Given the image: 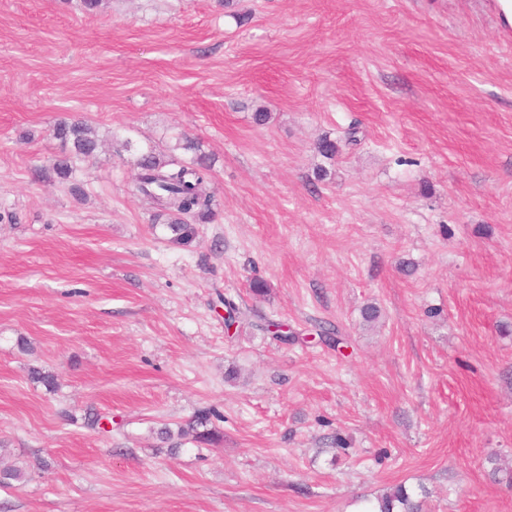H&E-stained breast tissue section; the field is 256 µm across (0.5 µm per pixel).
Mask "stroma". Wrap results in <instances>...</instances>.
Returning a JSON list of instances; mask_svg holds the SVG:
<instances>
[{"label":"stroma","mask_w":512,"mask_h":512,"mask_svg":"<svg viewBox=\"0 0 512 512\" xmlns=\"http://www.w3.org/2000/svg\"><path fill=\"white\" fill-rule=\"evenodd\" d=\"M64 119L103 141L66 181ZM183 132L218 215L176 247L119 147ZM1 213L0 470L25 476L0 512H360L399 484L424 512H512V27L494 0H0ZM205 406L220 443L162 446Z\"/></svg>","instance_id":"stroma-1"}]
</instances>
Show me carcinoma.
Here are the masks:
<instances>
[{
	"label": "carcinoma",
	"instance_id": "carcinoma-1",
	"mask_svg": "<svg viewBox=\"0 0 512 512\" xmlns=\"http://www.w3.org/2000/svg\"><path fill=\"white\" fill-rule=\"evenodd\" d=\"M55 137L70 146L68 153L56 158L52 170L61 179L69 178L75 171V164L81 159L92 157L101 139L96 130L84 122H59L53 129ZM121 148L134 152L133 165L137 169L135 189L157 210V216L166 218L162 225L169 243L188 246L197 237L198 224L212 221L217 208L215 195L209 191L211 165L209 157L200 153L197 142L184 137L172 146L158 150L154 146L133 150L129 141ZM194 153L190 161H182L175 151ZM317 153L332 160L339 153L336 140L322 137L316 144ZM30 377L49 390L57 388L55 375L40 367L30 368ZM221 419L213 407H204L177 431L169 427L160 429L161 439L174 437L181 441L191 440L212 444L220 440V432L213 426L212 419ZM423 504L411 499L404 485H397L378 500V512H422Z\"/></svg>",
	"mask_w": 512,
	"mask_h": 512
}]
</instances>
